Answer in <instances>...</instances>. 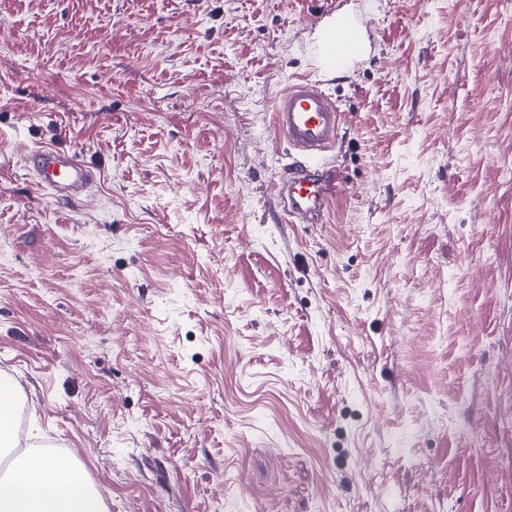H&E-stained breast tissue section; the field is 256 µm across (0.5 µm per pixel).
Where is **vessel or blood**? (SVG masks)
Masks as SVG:
<instances>
[{"label": "vessel or blood", "mask_w": 512, "mask_h": 512, "mask_svg": "<svg viewBox=\"0 0 512 512\" xmlns=\"http://www.w3.org/2000/svg\"><path fill=\"white\" fill-rule=\"evenodd\" d=\"M358 51V29L339 22L327 34L323 54L330 68H340ZM345 117L319 81L302 78L291 83L272 105L273 127L299 160L277 181L285 215L298 224H318L336 194V171L327 153L336 143ZM27 160L41 188L54 196L78 194L95 178L94 172L69 152L45 148Z\"/></svg>", "instance_id": "vessel-or-blood-1"}]
</instances>
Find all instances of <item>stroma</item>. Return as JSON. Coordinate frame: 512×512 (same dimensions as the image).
I'll list each match as a JSON object with an SVG mask.
<instances>
[{
    "instance_id": "stroma-1",
    "label": "stroma",
    "mask_w": 512,
    "mask_h": 512,
    "mask_svg": "<svg viewBox=\"0 0 512 512\" xmlns=\"http://www.w3.org/2000/svg\"><path fill=\"white\" fill-rule=\"evenodd\" d=\"M305 76L319 224L273 190ZM0 374L105 512H512V0H0ZM358 52V29L347 21H340L327 34L323 54L329 67L339 69L344 62ZM344 117L322 84L310 78L291 83L272 105L274 130L303 159L291 168L287 164L277 181L283 212L295 224L322 223L336 196V169L327 153ZM27 160L36 172L38 185L56 197H72L95 178L88 166L67 151L38 149L30 152Z\"/></svg>"
}]
</instances>
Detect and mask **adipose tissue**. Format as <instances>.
<instances>
[{
	"label": "adipose tissue",
	"instance_id": "1",
	"mask_svg": "<svg viewBox=\"0 0 512 512\" xmlns=\"http://www.w3.org/2000/svg\"><path fill=\"white\" fill-rule=\"evenodd\" d=\"M0 512H102V505L76 462L28 450L0 477Z\"/></svg>",
	"mask_w": 512,
	"mask_h": 512
}]
</instances>
